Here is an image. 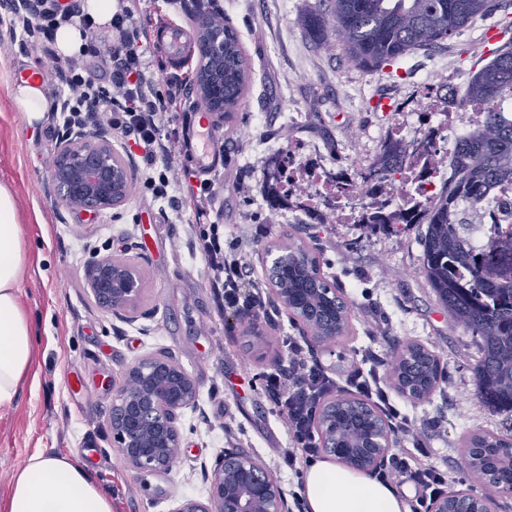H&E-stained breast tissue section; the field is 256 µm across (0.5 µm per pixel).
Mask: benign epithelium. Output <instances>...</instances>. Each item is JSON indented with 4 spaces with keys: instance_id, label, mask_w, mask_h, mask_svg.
<instances>
[{
    "instance_id": "obj_1",
    "label": "benign epithelium",
    "mask_w": 512,
    "mask_h": 512,
    "mask_svg": "<svg viewBox=\"0 0 512 512\" xmlns=\"http://www.w3.org/2000/svg\"><path fill=\"white\" fill-rule=\"evenodd\" d=\"M39 0H0L11 14L33 15ZM196 40L206 48L197 55L194 86L209 101L208 110L224 119V103L215 96L222 80L213 65L224 58V29L198 27ZM131 179L126 160L112 144V133L74 130L63 137L51 177L57 200L69 212L101 213L121 207L129 196ZM294 250L269 245L262 251L270 279L271 302L283 308L300 327L303 338L315 348L336 339V289H325L329 322L309 312L303 300L286 288L288 257ZM87 286L96 302L122 322L138 319L144 277L129 260L102 256L85 269ZM200 385L172 355L159 352L131 360L121 381L112 384L109 430L112 446L136 470L167 472L183 445L180 420L199 405ZM322 452L342 466L369 477L379 476L392 450L391 427L383 415L362 398L337 394L327 399L315 418ZM209 483L206 505L192 498L178 502L172 512H292L282 487L272 479L264 462L249 453L224 449L213 466L202 467ZM466 499L469 512H493V498L453 492L435 498L429 512H448V501Z\"/></svg>"
}]
</instances>
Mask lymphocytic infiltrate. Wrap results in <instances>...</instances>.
Returning a JSON list of instances; mask_svg holds the SVG:
<instances>
[{"label": "lymphocytic infiltrate", "mask_w": 512, "mask_h": 512, "mask_svg": "<svg viewBox=\"0 0 512 512\" xmlns=\"http://www.w3.org/2000/svg\"><path fill=\"white\" fill-rule=\"evenodd\" d=\"M65 25L95 36L96 45L76 56L58 57L54 49L56 32ZM22 27L27 40L40 46L64 71L69 117L93 113L102 123L118 130L126 148L137 152L144 189L154 198L168 200L173 211H181L182 203L172 193L179 179L173 164L175 139L167 130L166 121L182 103L184 84L172 79L165 87H158L148 43L140 35L132 8L119 7L108 22L100 24L79 0H40L36 16L23 20ZM194 251L205 262L209 284L222 309L260 312L261 293L241 291L242 283L253 275L252 268L244 254L225 248L223 225H195ZM282 343L288 351V366L265 374L263 381L288 429L289 445L277 452L279 465L297 472L320 455L314 420L335 381L306 361L304 349L295 337H285ZM352 373L356 390L387 418L398 421L414 447H421L417 427L401 416L379 370L357 366ZM386 477L414 483L424 502L444 494L448 487L447 470L407 453L395 457Z\"/></svg>", "instance_id": "f902f5d3"}]
</instances>
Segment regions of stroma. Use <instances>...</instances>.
I'll return each mask as SVG.
<instances>
[{"label": "stroma", "instance_id": "obj_1", "mask_svg": "<svg viewBox=\"0 0 512 512\" xmlns=\"http://www.w3.org/2000/svg\"><path fill=\"white\" fill-rule=\"evenodd\" d=\"M136 21L151 31L162 18L198 21L213 7L236 29L250 62L251 81L237 114L219 121L224 165L212 180L210 218L226 237L237 238L254 276L244 292L266 290L263 244L288 238L311 243L325 279L350 309L347 338L305 347L308 362L349 390L353 362L362 354L381 364L391 379L394 354L409 343L425 346L445 373L433 394L414 401L392 398L422 431L428 463L448 472L449 491L481 494L464 460L463 441L477 432L512 434V413L485 406L475 394L473 368L479 339L455 326L428 286L421 263L426 225L371 232L357 224H312L292 208L269 210L261 190L267 158L289 143L319 147L322 162L371 163L382 136L411 114L425 93L445 90L462 99L468 80L483 67L481 34L493 23L512 44V0H495L491 15L475 18L440 45L416 50L374 72L356 69L342 50L318 48L297 23L319 0H136ZM46 69L58 78L40 48L0 53V183L18 199L21 234L31 266L20 286L38 353L37 379L26 381L15 407L0 410V499L13 470L32 453H64L86 465L112 498V512H173L178 501H207L201 468L227 448L273 465L275 449L288 446L287 429L267 395L262 377L287 367L282 345L300 336L285 311L267 309L263 338L251 337L233 311H220L205 266L193 251L196 216L187 189L179 217H166L167 203L152 200L130 165L132 190L119 209L69 215L50 189L49 168L58 154V123L46 113L34 128L14 107L7 87L20 71ZM390 98L393 109L375 112L370 101ZM299 113L297 123L288 113ZM133 259L144 273V295L135 323L116 320L93 300L84 280L92 248ZM167 352L200 384L197 410L182 419L184 446L166 473L134 470L108 429L110 385L137 357Z\"/></svg>", "mask_w": 512, "mask_h": 512}]
</instances>
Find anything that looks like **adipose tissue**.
<instances>
[{"label":"adipose tissue","instance_id":"adipose-tissue-1","mask_svg":"<svg viewBox=\"0 0 512 512\" xmlns=\"http://www.w3.org/2000/svg\"><path fill=\"white\" fill-rule=\"evenodd\" d=\"M8 91L27 125L42 121L50 108L43 84H12ZM28 266L16 196L0 184L1 410L15 405L23 381L36 366L34 330L20 299ZM304 495L308 512H406L404 502L386 483L328 459L308 466ZM0 512H112V500L90 472L70 457L38 451L13 473Z\"/></svg>","mask_w":512,"mask_h":512}]
</instances>
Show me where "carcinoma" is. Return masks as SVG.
I'll return each mask as SVG.
<instances>
[{
    "label": "carcinoma",
    "mask_w": 512,
    "mask_h": 512,
    "mask_svg": "<svg viewBox=\"0 0 512 512\" xmlns=\"http://www.w3.org/2000/svg\"><path fill=\"white\" fill-rule=\"evenodd\" d=\"M494 0H330L327 9L314 8L298 17V24L315 43L340 47L363 71L392 65L411 52L429 48L455 34L473 18L492 11ZM231 44L224 49V116L238 111L249 80L246 58L236 30L224 23ZM512 92V49L494 52V58L475 72L467 85L465 103L481 106L485 121L459 137L454 152V175L439 200L407 210L367 218L364 227L396 231L399 224H425L422 273L448 309L453 323L479 337L481 357L474 367L479 398L489 407L512 413V276L486 261L489 251L512 259V230L493 237L479 253L469 242L466 210L479 208L496 187L512 182V114L501 106ZM404 142L390 133L374 160L356 171V181L345 189H379L391 169L403 162ZM264 194L273 208L290 205L292 197L311 198L297 185L283 192L281 157H271L264 168ZM320 271L298 266L288 278L290 288H308L310 296L324 287ZM415 368L416 385L433 381L429 353L407 346L395 369ZM463 448L476 449L471 472L481 481L496 474L505 480L512 458V436L490 432L471 435Z\"/></svg>",
    "instance_id": "carcinoma-1"
}]
</instances>
